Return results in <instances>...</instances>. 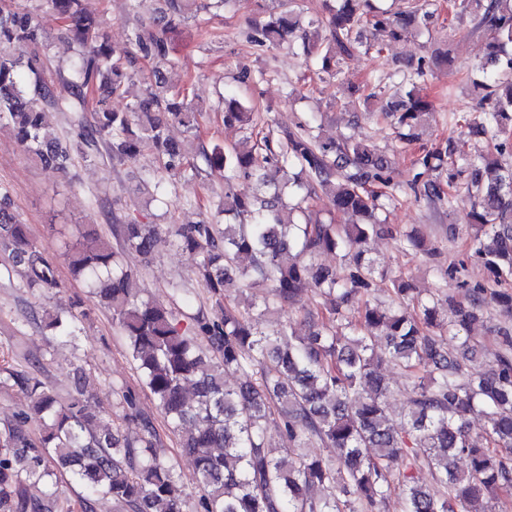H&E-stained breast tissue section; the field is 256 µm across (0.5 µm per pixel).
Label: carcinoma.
Listing matches in <instances>:
<instances>
[{
	"instance_id": "carcinoma-1",
	"label": "carcinoma",
	"mask_w": 512,
	"mask_h": 512,
	"mask_svg": "<svg viewBox=\"0 0 512 512\" xmlns=\"http://www.w3.org/2000/svg\"><path fill=\"white\" fill-rule=\"evenodd\" d=\"M268 2L270 21L258 42L298 39L308 69L330 77L359 47L361 29H372L377 44L397 40L412 23L428 29L437 11V0H412L396 15L366 11L370 0H332L328 15L307 19L304 0ZM164 3L152 20H135L128 44L118 48L104 17L87 12L82 0L25 7L0 0V128L9 127L28 155L62 173L75 148L90 162H122L149 150L155 164L145 179L154 201L187 170L201 171L192 157L224 169V207L218 209L224 223L203 217L177 224L173 245L196 257L195 274L215 303L238 281L244 310L226 308L217 322L199 309L187 333L171 306L143 298L122 254H150L158 227L137 217L113 225L117 247L90 229L66 249L71 272L112 309L143 386L194 461L197 512H382L395 485L402 512H484L486 495L512 490V458L499 453L512 448V330H497L491 364L475 359L468 334L488 304L512 312V292L499 288L512 278V166L498 158L512 140V0H448L452 10L479 18L490 39L471 78L480 102L474 112L453 116L454 125L482 133L497 154L455 159L448 143L414 161L415 180L427 178L433 200L450 207L461 189L474 199L475 254L492 278L473 289L466 306L447 294H424L402 278L391 280L392 303L368 300L386 279L367 257L369 240L387 232L376 211L394 197L387 191V161L372 145L324 140L309 124L286 132L277 145L269 132L231 148L199 139L197 115L206 108L191 103L189 87L167 86L164 71L172 66L169 35L197 20L204 6ZM43 5L56 13L75 53L50 77L45 61L53 36L37 19ZM141 59L155 82L127 111H113L112 99L127 93ZM424 75L420 63L400 81L410 85L405 95L381 108L403 142L417 139L432 110L418 86ZM49 109L72 114L75 144L49 126ZM215 110L224 112L226 125L254 128V107L233 95L223 96ZM173 123L185 129L186 140L168 137ZM319 192L352 222L299 220ZM338 251L348 261L344 278L314 263L317 255ZM0 257L22 267L29 288L65 287L2 186ZM308 291L321 299L305 310L308 333L290 325L272 334L260 329L254 315L293 308ZM46 319L62 337L73 335L78 321L50 313ZM385 365L399 368L412 391L398 423L388 413ZM234 374L243 381L230 389L224 377ZM82 381L78 376L62 400L41 382L0 368V386L18 388L26 400L0 431V512H57L61 475L83 487L87 512L99 496L112 498L122 512H182L184 486L157 455L159 435L139 411L137 395L123 392V413L105 418L89 404ZM474 414L486 422L484 447L470 439ZM274 415L288 434L286 448L273 447L267 435ZM32 418L40 424L36 436L26 429ZM312 444L336 449V458L303 452ZM461 458L464 469L457 466ZM425 469L431 486L419 481ZM35 484L38 497L29 494Z\"/></svg>"
}]
</instances>
